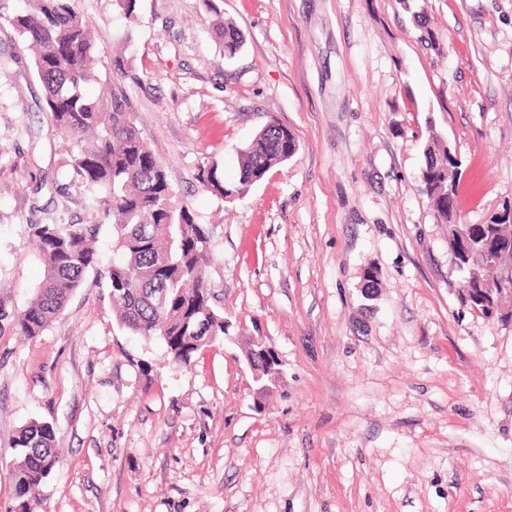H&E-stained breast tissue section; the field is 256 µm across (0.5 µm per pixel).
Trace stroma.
Listing matches in <instances>:
<instances>
[{
	"instance_id": "stroma-1",
	"label": "stroma",
	"mask_w": 512,
	"mask_h": 512,
	"mask_svg": "<svg viewBox=\"0 0 512 512\" xmlns=\"http://www.w3.org/2000/svg\"><path fill=\"white\" fill-rule=\"evenodd\" d=\"M142 138L196 223L231 340L176 366L117 321L109 230L38 336L18 315L44 277L34 224L92 223L29 58L0 74V512L13 443L53 425L59 462L32 512H512V302L461 300L448 227L420 189L436 136L461 160L457 220L512 208V0H219L243 35L225 57L201 0H75ZM424 13L435 46L420 40ZM296 152L234 201L207 188L268 122ZM378 288L363 296L364 272ZM284 369L253 401L239 338Z\"/></svg>"
}]
</instances>
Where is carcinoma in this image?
I'll list each match as a JSON object with an SVG mask.
<instances>
[{
  "mask_svg": "<svg viewBox=\"0 0 512 512\" xmlns=\"http://www.w3.org/2000/svg\"><path fill=\"white\" fill-rule=\"evenodd\" d=\"M22 12L0 13L18 38L20 53L32 52L35 75L45 90L46 109L56 130L70 139V163L78 184L98 195L96 224L33 225L32 243L44 264V277L34 298L18 317L23 336L41 334L65 308L85 274L98 264L97 238L108 226L122 260L108 271V288L120 325L146 341L161 340L174 362L187 366L209 344L208 336L224 338V314L213 302L207 269L208 227L194 223L169 182L163 166L141 136L128 100L118 85L108 97H92L86 86L99 80L94 67L95 42L74 0H27ZM215 36L224 54L235 55L243 36L221 22ZM297 150L295 135L270 122L240 152V175L227 184L212 164L202 178L224 199L245 197L268 171ZM439 146L425 149L421 189L441 223L448 225V243L462 246L452 195L457 178L448 177L458 164L439 156ZM480 283L472 282L462 300L484 315L491 310L474 298ZM14 512H30L36 492L58 462L55 432L48 422L24 425L14 442Z\"/></svg>",
  "mask_w": 512,
  "mask_h": 512,
  "instance_id": "cac0c4a2",
  "label": "carcinoma"
}]
</instances>
